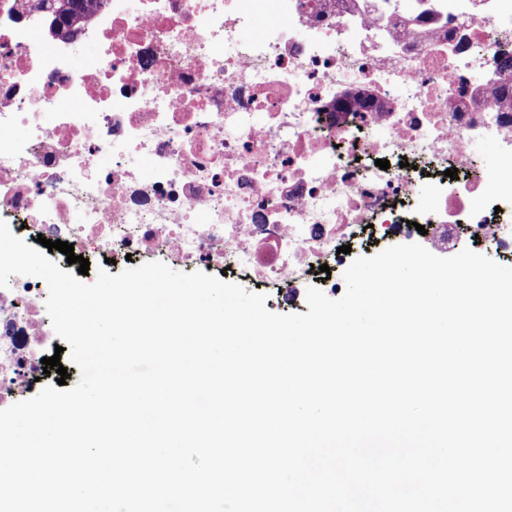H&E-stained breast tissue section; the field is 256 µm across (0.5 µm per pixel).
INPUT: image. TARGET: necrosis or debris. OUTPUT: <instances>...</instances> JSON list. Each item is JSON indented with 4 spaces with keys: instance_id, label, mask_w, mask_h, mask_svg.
<instances>
[{
    "instance_id": "obj_1",
    "label": "necrosis or debris",
    "mask_w": 512,
    "mask_h": 512,
    "mask_svg": "<svg viewBox=\"0 0 512 512\" xmlns=\"http://www.w3.org/2000/svg\"><path fill=\"white\" fill-rule=\"evenodd\" d=\"M510 55L512 0H103L69 36L0 0V220L290 297L362 225L512 253ZM46 294L0 287V406L43 371Z\"/></svg>"
}]
</instances>
